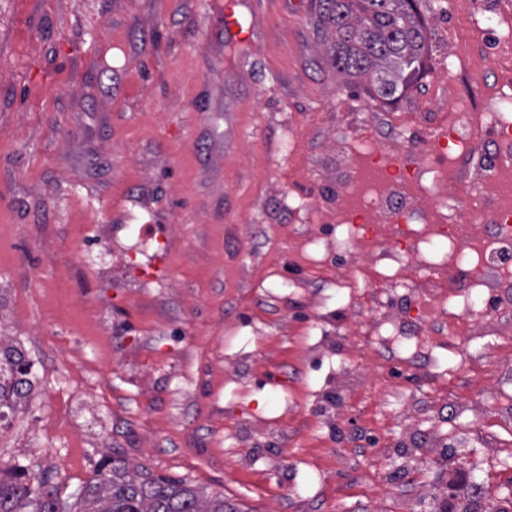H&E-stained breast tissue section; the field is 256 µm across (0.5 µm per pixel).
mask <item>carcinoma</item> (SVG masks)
<instances>
[{"label": "carcinoma", "mask_w": 512, "mask_h": 512, "mask_svg": "<svg viewBox=\"0 0 512 512\" xmlns=\"http://www.w3.org/2000/svg\"><path fill=\"white\" fill-rule=\"evenodd\" d=\"M324 16L335 35L329 47L336 72L367 80L380 96L409 90L420 70L428 32L416 0H324ZM34 382L21 348H0V425L14 400ZM226 512L224 494L183 478L135 470L125 458L101 459L91 481L71 508L32 465L0 478V512Z\"/></svg>", "instance_id": "obj_1"}]
</instances>
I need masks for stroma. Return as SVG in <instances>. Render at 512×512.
Returning a JSON list of instances; mask_svg holds the SVG:
<instances>
[{
  "mask_svg": "<svg viewBox=\"0 0 512 512\" xmlns=\"http://www.w3.org/2000/svg\"><path fill=\"white\" fill-rule=\"evenodd\" d=\"M0 0V345L37 378L0 429V475L36 465L73 503L103 456L224 495L234 512H440L461 476L512 486V335L469 319L388 351L382 312L422 295L311 248L336 146L365 152L438 69L512 44L501 0H419L415 88L337 73L323 0ZM458 53L445 59L447 45Z\"/></svg>",
  "mask_w": 512,
  "mask_h": 512,
  "instance_id": "stroma-1",
  "label": "stroma"
}]
</instances>
